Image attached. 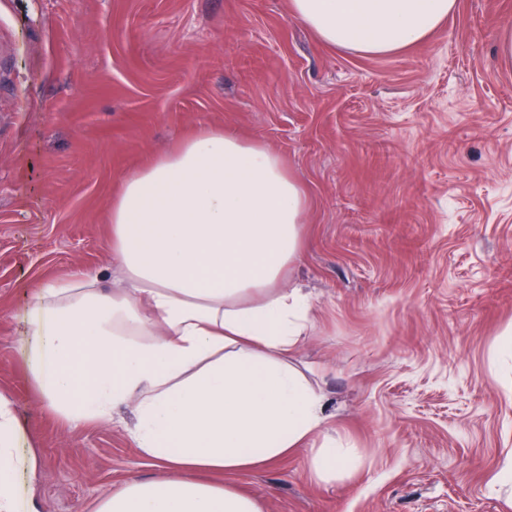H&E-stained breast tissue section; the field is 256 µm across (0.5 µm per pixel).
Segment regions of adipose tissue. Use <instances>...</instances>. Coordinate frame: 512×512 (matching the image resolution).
<instances>
[{
  "label": "adipose tissue",
  "instance_id": "adipose-tissue-1",
  "mask_svg": "<svg viewBox=\"0 0 512 512\" xmlns=\"http://www.w3.org/2000/svg\"><path fill=\"white\" fill-rule=\"evenodd\" d=\"M456 4L290 0V13L328 45L386 56L421 43ZM307 207L280 155L202 128L113 195L111 291L87 273L38 286L27 372L43 406L79 426L133 404L126 435L156 464L97 512H263L233 476L302 448L316 478L335 474L324 397L293 360L313 307L279 286L302 256ZM22 435L0 394V512H18Z\"/></svg>",
  "mask_w": 512,
  "mask_h": 512
}]
</instances>
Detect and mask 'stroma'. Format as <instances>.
<instances>
[{"mask_svg": "<svg viewBox=\"0 0 512 512\" xmlns=\"http://www.w3.org/2000/svg\"><path fill=\"white\" fill-rule=\"evenodd\" d=\"M512 0H457L384 57L322 43L289 0H0V394L21 504L95 512L150 460L72 428L25 374L34 286L111 264L123 175L202 126L281 155L308 193L286 281L318 318L295 362L344 461L239 474L265 512H512Z\"/></svg>", "mask_w": 512, "mask_h": 512, "instance_id": "stroma-1", "label": "stroma"}]
</instances>
